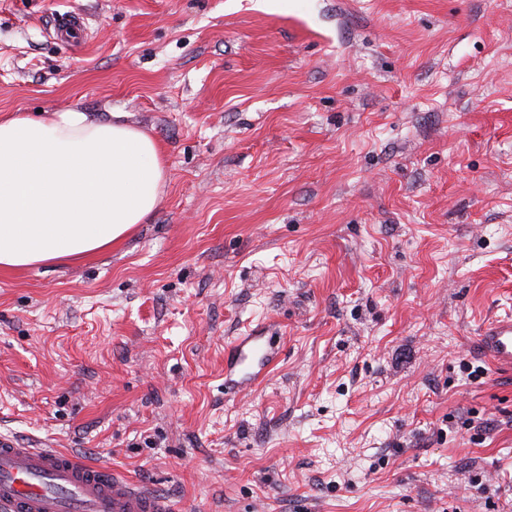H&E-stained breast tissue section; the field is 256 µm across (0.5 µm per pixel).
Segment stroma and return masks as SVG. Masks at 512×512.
Wrapping results in <instances>:
<instances>
[{
	"label": "stroma",
	"instance_id": "35a3bbf8",
	"mask_svg": "<svg viewBox=\"0 0 512 512\" xmlns=\"http://www.w3.org/2000/svg\"><path fill=\"white\" fill-rule=\"evenodd\" d=\"M68 109L167 179L106 253L0 271V432L179 512H512L476 343L512 316V0H0V115ZM275 336H237L227 347V373L224 384L240 383L232 377L236 370L243 371L241 383L252 384L273 359ZM248 368L245 371V368Z\"/></svg>",
	"mask_w": 512,
	"mask_h": 512
}]
</instances>
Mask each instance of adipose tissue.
<instances>
[{"label": "adipose tissue", "instance_id": "1", "mask_svg": "<svg viewBox=\"0 0 512 512\" xmlns=\"http://www.w3.org/2000/svg\"><path fill=\"white\" fill-rule=\"evenodd\" d=\"M165 180L138 128L74 109L0 116V270L111 249L155 210Z\"/></svg>", "mask_w": 512, "mask_h": 512}]
</instances>
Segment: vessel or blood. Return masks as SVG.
Wrapping results in <instances>:
<instances>
[{
    "instance_id": "obj_1",
    "label": "vessel or blood",
    "mask_w": 512,
    "mask_h": 512,
    "mask_svg": "<svg viewBox=\"0 0 512 512\" xmlns=\"http://www.w3.org/2000/svg\"><path fill=\"white\" fill-rule=\"evenodd\" d=\"M501 365L512 366V318L496 321L480 338ZM271 336H239L229 345L228 373L244 383L273 359ZM0 512H175L170 500L121 476L104 461L89 463L56 448L23 444L0 433Z\"/></svg>"
}]
</instances>
